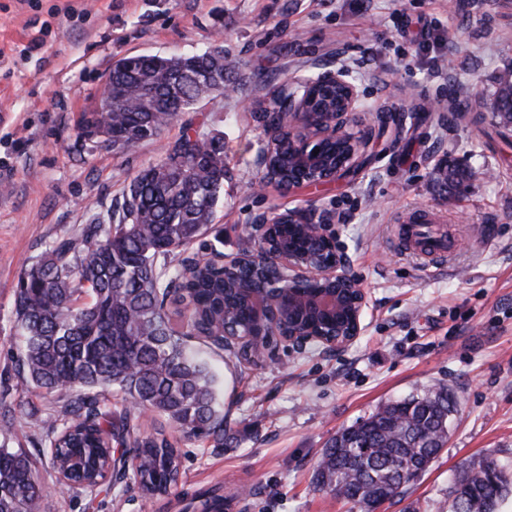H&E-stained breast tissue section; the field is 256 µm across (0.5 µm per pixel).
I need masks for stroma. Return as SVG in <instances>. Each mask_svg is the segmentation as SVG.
<instances>
[{
	"instance_id": "stroma-1",
	"label": "stroma",
	"mask_w": 512,
	"mask_h": 512,
	"mask_svg": "<svg viewBox=\"0 0 512 512\" xmlns=\"http://www.w3.org/2000/svg\"><path fill=\"white\" fill-rule=\"evenodd\" d=\"M43 48L21 50L32 37ZM221 42L239 76L233 91L180 113L157 140L113 150L84 139L117 58L186 54ZM340 52L373 137L363 168L292 191L261 183L264 132L256 101L274 85L315 75ZM512 70V0H0V446L32 454L46 485L42 512H353L313 479L341 428L384 403L445 387L458 402L448 446L405 493L377 512H451L463 470L492 458L512 475V169L500 137L486 138L442 106L492 105ZM224 139V197L201 250L237 252L245 225L314 206L334 216L350 271L369 297L367 329L348 348H272L256 365L192 345L224 403L222 445L165 424L180 478L149 497L121 479L88 493L59 484L32 409L58 396L20 393L14 298L25 265L78 235L120 202L129 180L182 131ZM453 166L467 178L436 179ZM445 211L460 246L430 265L398 252L393 219L414 207ZM247 488L235 496L236 488Z\"/></svg>"
}]
</instances>
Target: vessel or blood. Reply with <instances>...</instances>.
<instances>
[{
    "label": "vessel or blood",
    "mask_w": 512,
    "mask_h": 512,
    "mask_svg": "<svg viewBox=\"0 0 512 512\" xmlns=\"http://www.w3.org/2000/svg\"><path fill=\"white\" fill-rule=\"evenodd\" d=\"M446 216L435 209L398 213L393 242L403 253L429 264H440L454 253L452 236L429 232V225L446 223Z\"/></svg>",
    "instance_id": "obj_1"
}]
</instances>
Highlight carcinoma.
Wrapping results in <instances>:
<instances>
[{
  "mask_svg": "<svg viewBox=\"0 0 512 512\" xmlns=\"http://www.w3.org/2000/svg\"><path fill=\"white\" fill-rule=\"evenodd\" d=\"M109 86L127 107L122 112H87L80 129L87 138L109 134L106 143L128 149L161 136L179 113L232 85L224 57L127 55L112 64ZM155 89L157 108L135 104L140 87ZM493 108L512 122V82L499 78ZM277 185L288 187V132L273 146ZM224 196V143L216 137L182 133L163 156L125 187L122 202L105 221L50 245L19 278L14 317L22 336L21 390L64 392L67 399L48 413L43 444L53 469L63 475L80 460L91 477L112 461V449L132 444V478L144 494L169 493L179 473V451L158 430L141 435L128 413L115 415L103 404L120 392L135 409L166 418L184 433L224 443V407L208 364L188 348L192 338L224 342V314L243 329L251 308L239 296L237 280L223 268L180 258L183 247L204 239ZM89 300L81 305V295ZM176 305L175 327L167 304ZM456 404L439 387L379 407L336 433L315 470L317 487L342 496L359 512H376L426 471L437 445L448 439L443 409ZM43 484L25 451L0 448V512H40ZM512 493L495 461L487 459L455 482L452 512H497Z\"/></svg>",
  "mask_w": 512,
  "mask_h": 512,
  "instance_id": "1",
  "label": "carcinoma"
}]
</instances>
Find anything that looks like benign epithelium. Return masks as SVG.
<instances>
[{
    "label": "benign epithelium",
    "mask_w": 512,
    "mask_h": 512,
    "mask_svg": "<svg viewBox=\"0 0 512 512\" xmlns=\"http://www.w3.org/2000/svg\"><path fill=\"white\" fill-rule=\"evenodd\" d=\"M332 87L343 90L333 110L308 111V101ZM275 99L282 126L265 128L259 164L266 166L269 148L281 131L288 130V166L303 171L299 177H288V188L317 186L349 175L361 164L372 131L357 120L361 94L346 69L323 65L315 76L280 87ZM122 110L108 84H102L97 111ZM329 143L336 144L334 162L326 154ZM276 222L294 231L288 243H271L269 229ZM244 232L255 246L245 256L263 269L277 270L278 278L250 285L253 328L230 336L241 357L255 361L275 343L287 350H301L309 343L339 350L361 336L368 298L350 273L331 214L291 209L247 224Z\"/></svg>",
    "instance_id": "obj_1"
}]
</instances>
